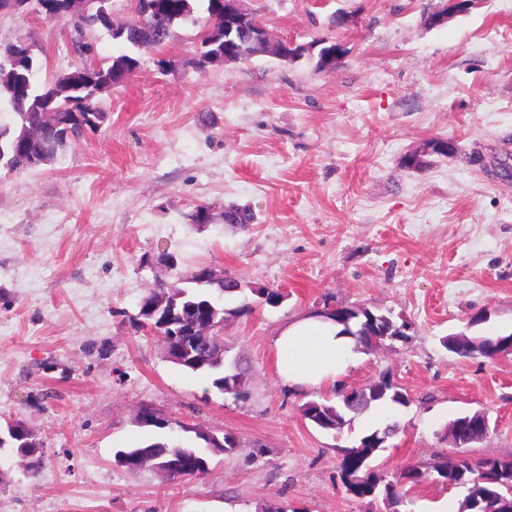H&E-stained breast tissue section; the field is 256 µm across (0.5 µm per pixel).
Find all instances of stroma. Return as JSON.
<instances>
[{
  "instance_id": "1",
  "label": "stroma",
  "mask_w": 512,
  "mask_h": 512,
  "mask_svg": "<svg viewBox=\"0 0 512 512\" xmlns=\"http://www.w3.org/2000/svg\"><path fill=\"white\" fill-rule=\"evenodd\" d=\"M439 4L245 0L274 39L308 52L200 70L184 64L197 28L183 22L104 95L97 133L26 173L0 168V422L22 420L42 446L32 461L0 453V512H386L337 481L373 420L317 430L299 411L312 392L276 372L274 338L327 299L411 325L407 339L356 352L325 392L385 372L407 389L380 473L455 455L447 427L462 412L490 420L470 457L512 456V355L462 358L441 343L512 332V180L500 170L512 164V0L425 26ZM337 11L349 20L339 29L327 24ZM28 35L44 75L79 65L64 27L0 14V40ZM326 38L346 52L321 70L311 45ZM435 139L455 151L428 153ZM414 153L425 165L405 168ZM200 204L209 223L189 220ZM231 206L251 223H227ZM202 265L240 281L225 308L253 307L224 322L226 357L246 373L239 396L171 363L136 324L155 280ZM263 287L284 293L279 307L260 304ZM144 404L232 431L240 449L200 477L128 473L116 451L167 436L136 424Z\"/></svg>"
}]
</instances>
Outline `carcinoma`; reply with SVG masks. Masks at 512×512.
<instances>
[{"label": "carcinoma", "instance_id": "obj_1", "mask_svg": "<svg viewBox=\"0 0 512 512\" xmlns=\"http://www.w3.org/2000/svg\"><path fill=\"white\" fill-rule=\"evenodd\" d=\"M32 18L40 25H64L70 30L75 53L82 59L73 71L51 80H42L35 64V45L25 41L0 42V104L13 115V123L0 124V167L25 172L40 166L44 147L51 149L50 160L73 141L96 132L105 119L103 94L126 83L125 73L139 68L138 53L143 49H161L168 45L176 25L191 19L195 0H134L131 4L138 22L135 28L112 24V0H103L106 20L92 22L74 17L69 0H32ZM206 16L198 22L197 50L186 65L201 68L210 55L224 51V0H204ZM104 29L124 51L108 62L94 60V46L86 33ZM239 283L230 277L217 283L199 284L187 279L157 281L145 296L138 313L140 327L148 329L164 345L177 344L185 351L175 365L204 376L211 388L238 396L245 385V372L237 362L212 352L214 336H200L197 327L212 323L223 328L227 315H246L251 307L244 304L234 310L224 308V296L238 291ZM261 303L277 307L284 299L279 289L255 290ZM321 316L344 326L343 333L355 339V348L372 352L387 341L406 337V322H397L388 313H374L340 305L323 308ZM496 336L477 339V345L458 344L449 352L469 358L480 355L497 358ZM407 391L390 376L382 375L370 386L341 394L340 403L328 399L308 400L300 406L302 417L315 428L336 433L373 409L395 410L408 407ZM459 415L448 424L453 441L465 446L481 436L476 430L458 432ZM177 434L116 454V464L131 474L143 470V462L170 479L196 477L209 471L213 455L232 454L239 439L224 431V447L210 448L198 432L188 435L185 424L178 422ZM399 424L390 418L366 431L358 444L344 449L337 477L344 493L356 501L382 500L393 512L410 498V492L435 473L437 481L448 490L464 495L459 512H512V458L473 459L458 454L441 456L423 469L412 465L388 479L372 465L381 438H392Z\"/></svg>", "mask_w": 512, "mask_h": 512}]
</instances>
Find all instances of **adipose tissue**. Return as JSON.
<instances>
[{
	"label": "adipose tissue",
	"instance_id": "1",
	"mask_svg": "<svg viewBox=\"0 0 512 512\" xmlns=\"http://www.w3.org/2000/svg\"><path fill=\"white\" fill-rule=\"evenodd\" d=\"M354 341L336 323L312 315L282 330L273 341L278 376L300 389H328L353 363Z\"/></svg>",
	"mask_w": 512,
	"mask_h": 512
}]
</instances>
